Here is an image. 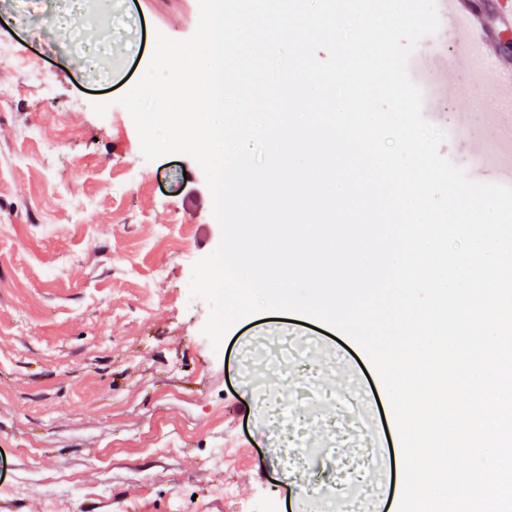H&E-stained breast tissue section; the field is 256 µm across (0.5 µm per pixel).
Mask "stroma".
<instances>
[{
  "instance_id": "1",
  "label": "stroma",
  "mask_w": 512,
  "mask_h": 512,
  "mask_svg": "<svg viewBox=\"0 0 512 512\" xmlns=\"http://www.w3.org/2000/svg\"><path fill=\"white\" fill-rule=\"evenodd\" d=\"M62 2L0 0V45L38 59L45 76L0 61V512H307L301 480L334 484V465L325 454L285 467L260 402L295 401L309 377L333 393L353 382L370 416L342 434L308 423L304 442L350 461L363 434L378 436L379 498L393 497L400 443L355 343L261 313L216 348L202 333L209 303L187 295L193 265L222 239L204 173L185 155L144 161L118 99L156 33L193 34L199 0H110L111 36L95 47L47 24ZM457 83L432 124L465 123L495 152L499 103L467 72ZM161 228L189 230L186 250ZM284 334L317 349L292 375L265 366ZM219 449L227 465L214 464Z\"/></svg>"
}]
</instances>
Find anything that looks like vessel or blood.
Wrapping results in <instances>:
<instances>
[{"label": "vessel or blood", "instance_id": "b4317fda", "mask_svg": "<svg viewBox=\"0 0 512 512\" xmlns=\"http://www.w3.org/2000/svg\"><path fill=\"white\" fill-rule=\"evenodd\" d=\"M441 6L453 30V46L442 54L437 46H429L419 55L420 62L441 57V79L435 98L450 95L458 71L481 79L503 103L512 104V62L504 60L489 48L496 35L512 32V0H499L491 22L482 24L474 0H441ZM502 159L490 165L489 174L496 182L512 184V126L499 132Z\"/></svg>", "mask_w": 512, "mask_h": 512}]
</instances>
